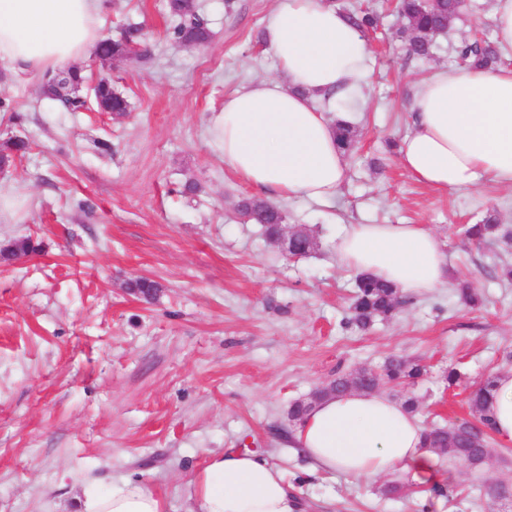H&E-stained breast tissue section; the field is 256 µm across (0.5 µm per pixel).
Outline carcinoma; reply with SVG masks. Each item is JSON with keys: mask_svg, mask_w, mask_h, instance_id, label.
I'll use <instances>...</instances> for the list:
<instances>
[{"mask_svg": "<svg viewBox=\"0 0 512 512\" xmlns=\"http://www.w3.org/2000/svg\"><path fill=\"white\" fill-rule=\"evenodd\" d=\"M399 16L404 20L400 29L404 54L409 59L426 60L434 55L437 38L447 32L448 22L457 17L459 0H397L395 5ZM166 10L171 19L169 35L178 43L202 45L210 40L208 20L201 14L197 0H166ZM350 20L361 31H366L377 23V17L362 10L348 13ZM143 42L140 27L130 24L116 39L104 38L97 46L95 56L101 61L118 64H131L142 57V51L134 47ZM498 59V47L485 38H473L461 42L455 50L454 62L458 67L473 65L489 66ZM87 76L76 69L73 71H47L41 79L44 95L56 100L69 112H80L83 102L67 92L72 86L82 83ZM98 107L109 112L114 118H121L129 112V102L121 93L115 91L112 82L106 78L100 80L94 90ZM336 137L340 148L347 155L356 148L358 128L352 121L336 119ZM28 143L21 139L6 138L0 143V167H11L17 158L24 155ZM238 211L243 219L251 224L264 227L266 240L274 239L278 225L287 221L288 215L281 208L259 198L241 200ZM465 234L478 240L501 235L509 236L507 230L499 224L498 215L488 214L480 224H474L465 230ZM312 236L303 231L296 234L292 242L290 255L303 256L311 248ZM35 251V245L29 239L6 246L0 250V259L7 262ZM407 298L398 288L387 282L374 279L366 274L356 278L355 291L349 306L350 316L347 324L358 330L367 329L374 321L393 315L398 307L405 304ZM426 373L424 366L403 358H389L378 368H362L354 374L336 373L319 393L326 396L333 392L342 393L355 389L373 393L387 384L414 385ZM493 386L489 377L484 384L469 397L471 414L486 428H491L488 395ZM428 447L451 461L460 462L471 468L482 467L493 456L495 449L475 430L470 423L461 422L450 426L426 427Z\"/></svg>", "mask_w": 512, "mask_h": 512, "instance_id": "carcinoma-1", "label": "carcinoma"}]
</instances>
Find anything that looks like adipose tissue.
I'll return each mask as SVG.
<instances>
[{
	"label": "adipose tissue",
	"mask_w": 512,
	"mask_h": 512,
	"mask_svg": "<svg viewBox=\"0 0 512 512\" xmlns=\"http://www.w3.org/2000/svg\"><path fill=\"white\" fill-rule=\"evenodd\" d=\"M105 0H0V66L17 77L71 69L100 38ZM264 40L281 77L225 96L210 133L225 163L247 184L283 198L325 203L345 182V155L320 101L348 97L368 68L364 35L332 0H280ZM410 129L399 153L406 173L438 190L512 187V60L469 69L434 68L409 101ZM339 265L422 294L448 281L445 241L419 224H340ZM492 429L512 442V371L496 374ZM312 473L356 480L405 472L424 479L437 457L425 428L402 403L348 391L316 401L292 432ZM192 512H300L282 471L260 452L229 448L209 455L191 481ZM145 482L89 484L79 512H163Z\"/></svg>",
	"instance_id": "obj_1"
}]
</instances>
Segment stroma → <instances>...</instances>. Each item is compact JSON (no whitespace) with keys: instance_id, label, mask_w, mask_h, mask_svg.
Masks as SVG:
<instances>
[{"instance_id":"35a3bbf8","label":"stroma","mask_w":512,"mask_h":512,"mask_svg":"<svg viewBox=\"0 0 512 512\" xmlns=\"http://www.w3.org/2000/svg\"><path fill=\"white\" fill-rule=\"evenodd\" d=\"M278 0H199L212 39L182 45L167 35L164 0H110L100 32L144 27L147 53L132 66L81 61L129 100L125 117L64 112L39 77L0 67V135L31 150L0 173V193L17 197L0 216V247L25 238L35 253L0 263V512H78L89 477L142 479L165 512H188L190 478L227 448L264 452L279 466L302 512H502L475 501L486 478L512 477V444L477 471L439 458V475L459 493L430 499L403 473L356 482L307 476L288 442V411L336 372L377 367L389 357L418 360L414 388L423 424L468 418L472 389L491 372L512 370V237L480 244L461 228L496 209L512 229V189L492 180L436 191L402 169L388 141L402 140L412 85L454 49L492 36L490 0H465L439 39L434 61L397 53L402 21L392 0H344L378 15L366 40L371 64L346 107L360 130L340 194L327 205L274 198L288 228L311 231L309 255L290 258L238 204L254 189L225 165L208 119L236 88L276 74L266 21ZM195 194H183L186 183ZM421 224L448 251L446 286L414 296L388 319L359 332L345 327L354 271L336 262L337 225ZM160 284L154 300L127 293L128 281ZM475 288L477 306L460 290ZM463 375L448 386L449 369ZM400 491L383 496L385 481Z\"/></svg>"}]
</instances>
